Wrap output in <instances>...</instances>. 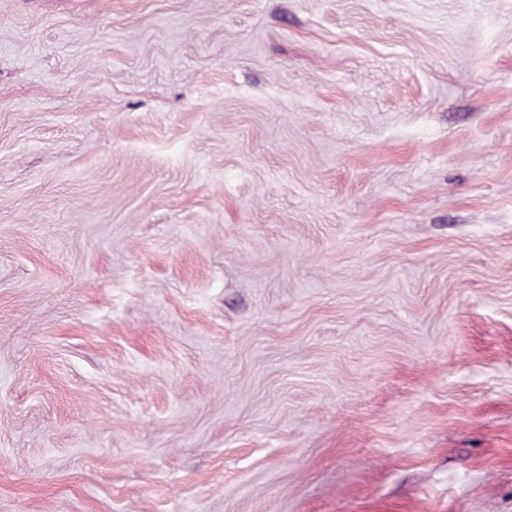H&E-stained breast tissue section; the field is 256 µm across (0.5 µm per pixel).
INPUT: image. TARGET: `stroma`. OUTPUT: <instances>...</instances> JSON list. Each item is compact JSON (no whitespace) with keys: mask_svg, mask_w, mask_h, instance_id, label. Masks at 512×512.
I'll return each instance as SVG.
<instances>
[{"mask_svg":"<svg viewBox=\"0 0 512 512\" xmlns=\"http://www.w3.org/2000/svg\"><path fill=\"white\" fill-rule=\"evenodd\" d=\"M0 512H512V0H0Z\"/></svg>","mask_w":512,"mask_h":512,"instance_id":"1","label":"stroma"}]
</instances>
